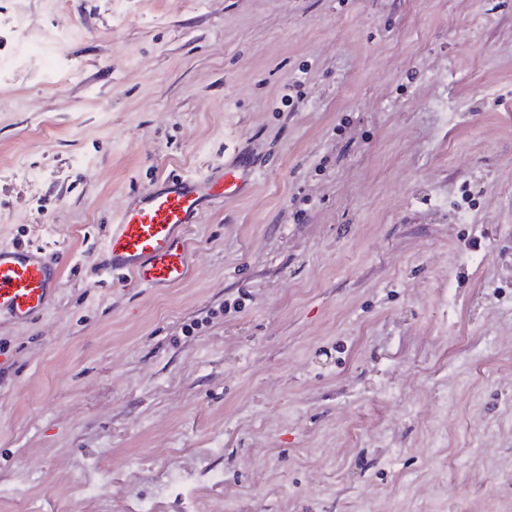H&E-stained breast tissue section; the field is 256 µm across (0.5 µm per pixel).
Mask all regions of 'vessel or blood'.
I'll return each instance as SVG.
<instances>
[{
  "label": "vessel or blood",
  "instance_id": "obj_1",
  "mask_svg": "<svg viewBox=\"0 0 512 512\" xmlns=\"http://www.w3.org/2000/svg\"><path fill=\"white\" fill-rule=\"evenodd\" d=\"M250 163L235 159L199 177L165 178L132 199L115 216L104 243V265L113 280L143 288H169L190 273L189 224L255 180ZM64 258L41 246H0V320L28 322L55 300Z\"/></svg>",
  "mask_w": 512,
  "mask_h": 512
}]
</instances>
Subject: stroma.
<instances>
[{"label":"stroma","mask_w":512,"mask_h":512,"mask_svg":"<svg viewBox=\"0 0 512 512\" xmlns=\"http://www.w3.org/2000/svg\"><path fill=\"white\" fill-rule=\"evenodd\" d=\"M59 29L0 75V245L65 258L0 324V512H512V0H0L1 57ZM236 155L188 280L113 283L127 198ZM67 41L68 32L66 30L58 31L50 42L36 40L23 33L20 53L9 61L0 62V70H18L23 65L25 54L30 52L42 53L47 57L46 77L52 80L57 72V58Z\"/></svg>","instance_id":"obj_1"}]
</instances>
